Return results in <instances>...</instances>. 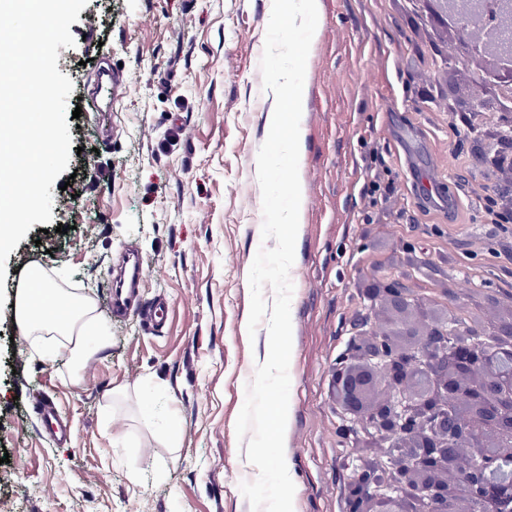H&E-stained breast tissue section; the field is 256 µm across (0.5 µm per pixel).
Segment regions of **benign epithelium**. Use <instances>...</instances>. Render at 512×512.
I'll return each instance as SVG.
<instances>
[{
    "instance_id": "obj_1",
    "label": "benign epithelium",
    "mask_w": 512,
    "mask_h": 512,
    "mask_svg": "<svg viewBox=\"0 0 512 512\" xmlns=\"http://www.w3.org/2000/svg\"><path fill=\"white\" fill-rule=\"evenodd\" d=\"M433 19L452 28L477 60L465 111L496 119L469 138L487 166L512 153V0H437ZM366 298L394 312L336 362V410L356 425L360 448L346 488L347 512H512V316L489 327L430 317L394 282Z\"/></svg>"
}]
</instances>
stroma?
<instances>
[{
    "mask_svg": "<svg viewBox=\"0 0 512 512\" xmlns=\"http://www.w3.org/2000/svg\"><path fill=\"white\" fill-rule=\"evenodd\" d=\"M307 59L305 187L290 270L293 348L285 459L294 512H346L358 459L339 435L337 357L366 317L364 290L395 280L429 310L512 306V222L485 223L506 190L456 110L474 66L422 0H321ZM268 0H88L57 68L76 108L100 67L119 81L112 112L68 118L71 156L51 187L52 222L6 261L0 307V512H251L236 422L269 353L254 337L248 275L262 246L253 179L269 134L260 61ZM66 233H57V226ZM147 270L163 323L113 317L125 252ZM39 263L91 298L107 349L73 371L62 343L28 342L14 315L18 274Z\"/></svg>",
    "mask_w": 512,
    "mask_h": 512,
    "instance_id": "obj_1",
    "label": "stroma"
}]
</instances>
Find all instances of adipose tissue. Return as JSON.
I'll return each mask as SVG.
<instances>
[{
	"label": "adipose tissue",
	"mask_w": 512,
	"mask_h": 512,
	"mask_svg": "<svg viewBox=\"0 0 512 512\" xmlns=\"http://www.w3.org/2000/svg\"><path fill=\"white\" fill-rule=\"evenodd\" d=\"M56 306L64 307V314H53L52 309ZM17 314L25 326L26 335H53L64 339L73 368L83 367L106 348V341L101 337L103 327L95 315L92 301L56 287L41 267L28 270ZM90 333L98 334L96 343L87 341L86 336Z\"/></svg>",
	"instance_id": "1"
}]
</instances>
